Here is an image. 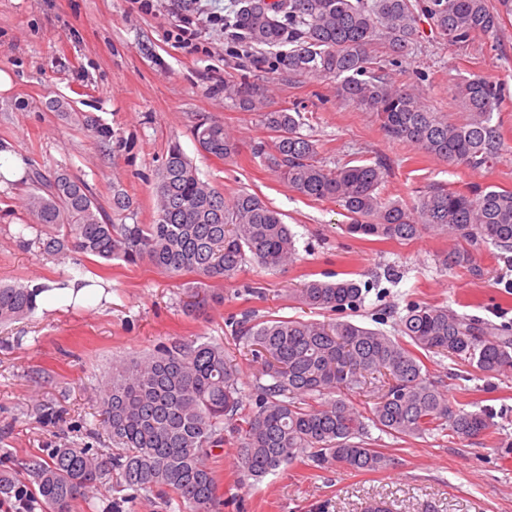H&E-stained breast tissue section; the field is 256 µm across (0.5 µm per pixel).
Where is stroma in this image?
I'll list each match as a JSON object with an SVG mask.
<instances>
[{
    "mask_svg": "<svg viewBox=\"0 0 512 512\" xmlns=\"http://www.w3.org/2000/svg\"><path fill=\"white\" fill-rule=\"evenodd\" d=\"M173 0H154L145 13L135 0H0V70L12 77L0 92V149L19 156L26 171L52 177L60 169L88 184L102 204L113 186L135 202L133 222L151 223L153 183L169 146L179 143L204 181L225 197L247 191L279 211L294 235L295 261L271 272L246 264L232 281L215 284L222 304L203 314L185 308L184 283L149 263L115 259L100 264L82 255H49L45 235L25 208L29 183L0 178V283L49 288L89 278L111 294L96 305L35 310L0 323V467L23 472L63 444L101 453L112 442L99 421L95 395L114 361L141 356L179 340L224 344L237 358L239 386L250 391L256 365L234 341L230 318L254 310L269 318L329 321L333 312L311 310L290 296L308 275L332 280L351 274L363 289L357 312L344 317L397 336V323L413 304L448 306L482 322L512 329V249L480 242L469 250L480 275L443 269L439 260L455 245L445 235L410 241L372 240L345 230L339 203L316 201L291 189L271 164L275 138L258 113L225 99V79L246 78L264 89L272 110L300 111V131L318 145L328 167L382 159L389 173L386 196L406 202L435 184L466 191L494 185L512 190V15L497 35L461 49L447 45L420 21L406 65L425 73L416 87L435 111L454 121L465 114L450 88L479 74L501 84L506 98L495 111L500 123L497 163L479 171L451 166L412 146L389 140L373 113L337 101L331 80L288 77L268 67L238 69L242 49L207 31L203 51L189 52L171 32L178 22ZM69 111L97 117L112 129L109 144L66 119ZM204 117L224 124L239 152L221 159L192 136ZM259 280L264 296L245 289ZM432 381L455 405L487 411L493 426L476 438L439 434L396 439L371 437L392 460L361 472L332 463L297 459L258 481L248 479L236 455L239 436L224 431V445L210 465L219 512H368L386 503L391 512H512V375L487 377L443 354L423 359ZM74 512H185L174 495H129L108 477Z\"/></svg>",
    "mask_w": 512,
    "mask_h": 512,
    "instance_id": "stroma-1",
    "label": "stroma"
}]
</instances>
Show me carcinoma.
I'll return each mask as SVG.
<instances>
[{"instance_id": "obj_1", "label": "carcinoma", "mask_w": 512, "mask_h": 512, "mask_svg": "<svg viewBox=\"0 0 512 512\" xmlns=\"http://www.w3.org/2000/svg\"><path fill=\"white\" fill-rule=\"evenodd\" d=\"M234 0L224 27L235 38L278 47L277 69L290 76L328 78L336 98L372 112L389 138L450 165L472 170L496 162L501 137L493 123L502 103L501 86L479 75L454 84L452 96L462 122L435 112L411 86L389 79L387 67L404 71L421 18L451 46L467 48L481 34L494 35L512 0ZM394 57L377 62L376 41ZM224 97L246 111L260 112L275 134L274 165L280 178L314 200H334L350 219L353 235L411 240L426 231L467 243L512 247V190L491 186L467 193L437 184L407 204L382 192L387 165L346 163L329 168L318 147L301 134L300 113L265 110V91L246 78L224 80ZM76 121L108 142L112 130L97 119ZM198 145L218 158L238 154L224 124L201 119ZM25 206L35 223L50 229L42 249L78 253L130 265L148 262L170 275L194 273L212 282L235 278L253 262L267 270L295 259L294 235L255 194L231 199L199 178L181 147L173 144L158 170L154 220L123 224L133 201L112 190L105 208L89 186L65 170L47 180L31 173ZM445 267L476 272L464 247L444 255ZM193 312L221 304L224 296L188 287ZM37 288L0 286V322L36 309ZM291 297L313 310H354L362 288L356 280H306ZM231 335L246 344L260 364L252 392L242 395L238 368L224 347L209 342H174L138 360L112 364L100 390L98 413L112 440L109 455L89 447L56 448L48 460L33 461L25 483L0 470V505L31 512L37 499L52 512H71L73 503L116 471L135 492H171L186 512H214L219 505L209 458L224 445V424L236 422L237 457L258 480L297 458L377 471L389 459L369 442V427L399 438L448 434L474 438L490 429V416L455 406L424 373L422 356L443 353L491 376L512 374V336L495 324L458 314L448 306L414 304L401 318L403 341L349 320H273L244 315L231 322ZM380 381L372 406L349 395L367 380Z\"/></svg>"}]
</instances>
